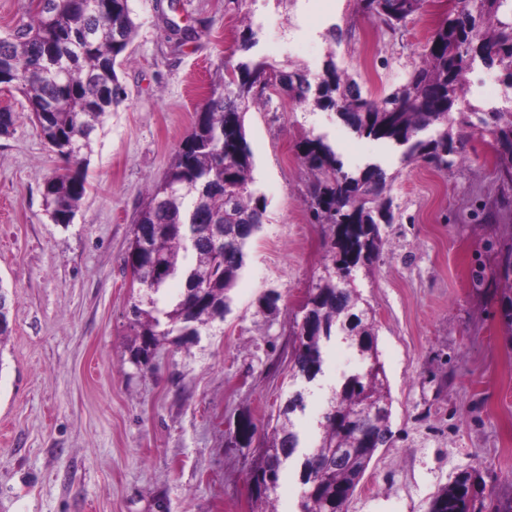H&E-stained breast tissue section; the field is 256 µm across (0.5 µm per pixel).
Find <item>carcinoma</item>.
I'll list each match as a JSON object with an SVG mask.
<instances>
[{
    "label": "carcinoma",
    "mask_w": 512,
    "mask_h": 512,
    "mask_svg": "<svg viewBox=\"0 0 512 512\" xmlns=\"http://www.w3.org/2000/svg\"><path fill=\"white\" fill-rule=\"evenodd\" d=\"M356 11L375 16L395 32L424 9L425 0H354ZM38 6L27 23L0 37V85L25 98L40 136L63 163L44 179L43 195L56 224L71 223L87 190L82 167L92 135L118 102V58L136 25L129 0H29ZM461 19L432 30L421 62L404 84L377 99L329 57L316 83L298 67L286 71L258 59V29L243 19L238 33L243 58L217 74L211 95L196 112L192 129L164 176L148 187L132 228L123 268L140 294L130 308L135 341L132 362L149 364L169 336H197L229 308L230 292L245 265V247L260 231L265 199L253 188L254 160L244 114L264 101L266 78L282 93L320 110L336 112L355 132L405 148L404 158L446 170L460 155L448 133L452 112L499 145L501 174L512 182V108L462 110L463 89L475 60L497 66L512 81V0H460ZM122 40H116L115 29ZM425 130L427 138L419 137ZM311 179L307 210L322 226L331 264L309 289L301 320H293L292 376L309 377L296 397L279 408L262 438L251 472L253 512H276L271 495L284 468L294 467L300 485L296 512H347V504L378 448L393 437L390 391L376 346L374 318L359 308L360 293L348 287L347 270L369 265L384 246L381 226L394 222L387 177L377 164L345 167L322 137L298 146ZM183 284L175 298L165 287ZM342 335L363 361L330 388L318 422V439L302 446L293 415L305 408L309 385L324 375V347ZM481 476L464 469L432 497L429 512H482Z\"/></svg>",
    "instance_id": "obj_1"
}]
</instances>
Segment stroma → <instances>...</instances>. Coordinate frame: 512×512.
<instances>
[{"mask_svg": "<svg viewBox=\"0 0 512 512\" xmlns=\"http://www.w3.org/2000/svg\"><path fill=\"white\" fill-rule=\"evenodd\" d=\"M137 32L117 69L121 100L94 135L88 191L70 224L54 223L43 181L61 165L21 93L0 91L16 119L0 137V281L12 331L0 343V512H252L257 445L235 443L238 420L264 426L290 388L292 317L323 271L325 242L304 199L303 138L324 136L345 165H380L395 221L354 284L376 320L393 437L379 449L348 512H428L465 468L482 496L512 495V329L494 274L512 244V184L492 137L454 127L464 156L440 171L406 164L400 147L359 135L336 112L272 92L244 115L263 226L224 318L197 337L130 361L133 291L121 259L145 188L189 134L220 66L238 63L246 11L258 55L318 78L328 53L363 96L384 95L419 63L441 0L400 32L352 0H130ZM337 39H330L329 28ZM472 104L505 105L498 68L476 64ZM279 293L280 312L260 300Z\"/></svg>", "mask_w": 512, "mask_h": 512, "instance_id": "obj_1", "label": "stroma"}]
</instances>
